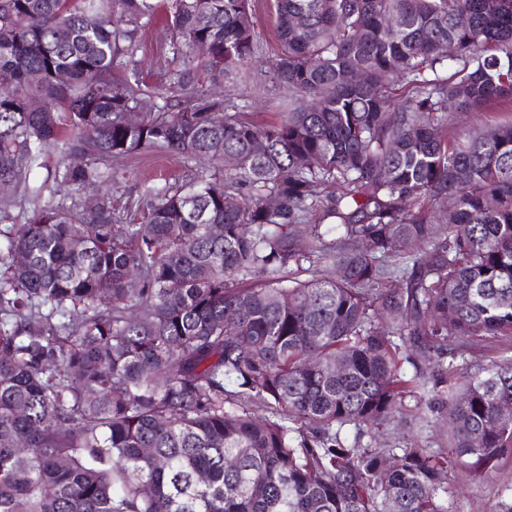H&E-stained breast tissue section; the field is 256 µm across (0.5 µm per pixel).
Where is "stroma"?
<instances>
[{"label": "stroma", "mask_w": 512, "mask_h": 512, "mask_svg": "<svg viewBox=\"0 0 512 512\" xmlns=\"http://www.w3.org/2000/svg\"><path fill=\"white\" fill-rule=\"evenodd\" d=\"M254 21L263 55L248 78L234 85H214L207 75H200L197 89L223 95L234 111L248 113L256 122L273 120L288 98L285 89L272 80V63L277 49L274 0H253ZM140 46L133 56L124 57L129 66H138L150 82H169L182 61L174 55L169 30L154 21L142 29ZM112 205L120 223L129 224L139 217L138 205L147 186L182 185L196 180L200 173L194 161L162 149H151L139 155L112 160ZM449 351L464 354L469 364L488 367L512 358V336L469 339L452 337ZM446 414L431 412L426 420L405 415L401 423L380 436L382 447L400 453L417 446L427 453L446 452L444 432ZM449 512H498L506 489L512 488V456L503 460L499 469L480 477L473 476L465 461L456 459L448 467Z\"/></svg>", "instance_id": "35a3bbf8"}]
</instances>
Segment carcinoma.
<instances>
[{"mask_svg": "<svg viewBox=\"0 0 512 512\" xmlns=\"http://www.w3.org/2000/svg\"><path fill=\"white\" fill-rule=\"evenodd\" d=\"M275 7L297 98L257 125L114 72L162 12L180 87L240 78L251 0H0V180L33 205L0 247V512H448V458L365 441L430 388L473 475L512 454V359L457 388L445 349L512 335V0ZM152 148L199 180L136 224L77 198Z\"/></svg>", "mask_w": 512, "mask_h": 512, "instance_id": "carcinoma-1", "label": "carcinoma"}]
</instances>
